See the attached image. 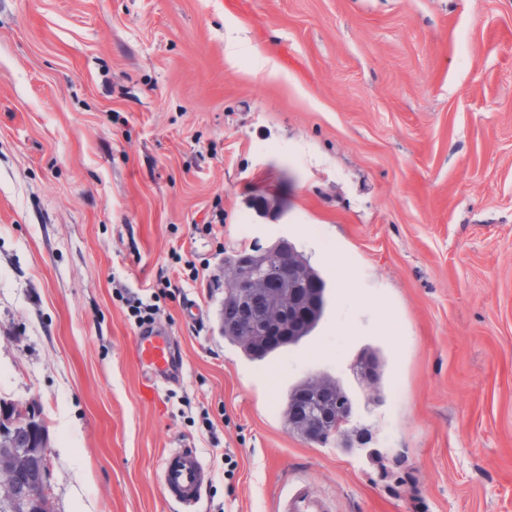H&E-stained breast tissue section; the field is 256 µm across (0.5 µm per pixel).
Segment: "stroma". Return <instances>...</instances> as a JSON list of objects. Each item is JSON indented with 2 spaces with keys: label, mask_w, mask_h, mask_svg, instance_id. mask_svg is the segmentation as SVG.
I'll return each instance as SVG.
<instances>
[{
  "label": "stroma",
  "mask_w": 512,
  "mask_h": 512,
  "mask_svg": "<svg viewBox=\"0 0 512 512\" xmlns=\"http://www.w3.org/2000/svg\"><path fill=\"white\" fill-rule=\"evenodd\" d=\"M280 239L328 305L252 361L224 258ZM163 276L150 395L122 296ZM316 373L350 447L288 427ZM0 400L37 404L51 512H174L184 446L195 512H512V0H0ZM210 480L202 456L193 448H173L163 457L159 483L166 500L180 511L194 510L201 489ZM279 512H327L310 490L289 492L288 504L279 506Z\"/></svg>",
  "instance_id": "obj_1"
}]
</instances>
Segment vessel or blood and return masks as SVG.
<instances>
[{"label":"vessel or blood","instance_id":"vessel-or-blood-1","mask_svg":"<svg viewBox=\"0 0 512 512\" xmlns=\"http://www.w3.org/2000/svg\"><path fill=\"white\" fill-rule=\"evenodd\" d=\"M136 360L148 387L173 382L181 375L182 363L167 330L160 326L142 329L134 339ZM210 479L202 456L192 448L169 450L161 464L159 483L166 500L181 512H192L200 492ZM281 512H324L310 490L289 493Z\"/></svg>","mask_w":512,"mask_h":512}]
</instances>
